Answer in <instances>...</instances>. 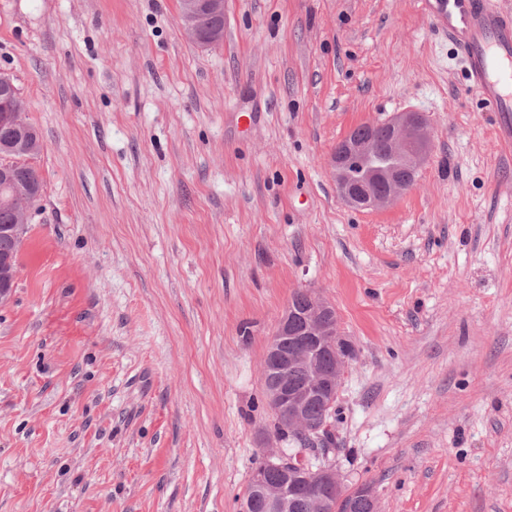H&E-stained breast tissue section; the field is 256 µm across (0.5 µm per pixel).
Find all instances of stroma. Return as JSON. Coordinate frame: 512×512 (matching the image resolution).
Returning <instances> with one entry per match:
<instances>
[{
    "mask_svg": "<svg viewBox=\"0 0 512 512\" xmlns=\"http://www.w3.org/2000/svg\"><path fill=\"white\" fill-rule=\"evenodd\" d=\"M1 72L45 195L0 306V512H237L279 445L266 344L306 290L353 347L345 486L512 512V145L420 0H224L208 47L178 0H0ZM397 112L428 160L347 206L333 151Z\"/></svg>",
    "mask_w": 512,
    "mask_h": 512,
    "instance_id": "1",
    "label": "stroma"
}]
</instances>
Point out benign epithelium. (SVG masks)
Instances as JSON below:
<instances>
[{"instance_id": "1", "label": "benign epithelium", "mask_w": 512, "mask_h": 512, "mask_svg": "<svg viewBox=\"0 0 512 512\" xmlns=\"http://www.w3.org/2000/svg\"><path fill=\"white\" fill-rule=\"evenodd\" d=\"M191 8L214 18L224 19V0H191ZM13 129L35 143H40L38 130L28 121L26 113H9ZM391 129V152L402 157L413 175L425 162L430 151L431 138L424 119L415 112H400L387 121ZM375 153V144L369 137L345 150H336L331 166L341 199L348 205L360 208H380L392 204L408 190L409 185L399 180L389 170L372 178L366 174L356 179L357 162ZM42 182L28 184L7 199L19 216L16 224L0 226V237L19 246L27 231L26 217L31 204L44 194ZM14 252L0 251V305L10 301L16 281ZM304 324L302 332L293 329L296 319ZM352 344L340 332L334 306L316 293L309 294L304 306L289 303L281 316L275 332L270 337L263 362V379L267 403L278 418L281 430L298 434L309 440L320 434L321 428L313 426L310 407L315 401L334 403L341 377L351 358ZM300 370L304 383L290 387L284 380L288 372ZM329 449L296 448L293 459L282 452L264 458L256 468L251 485L263 512H292L302 500H307L312 512H350L352 503L364 499L370 503V512H378L373 487L362 484L347 488L336 469L329 464L312 465L308 454L322 459ZM280 472L283 477L271 482L269 474ZM254 500V501H256ZM254 501L246 499L239 512H252Z\"/></svg>"}]
</instances>
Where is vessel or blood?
Here are the masks:
<instances>
[{"label":"vessel or blood","mask_w":512,"mask_h":512,"mask_svg":"<svg viewBox=\"0 0 512 512\" xmlns=\"http://www.w3.org/2000/svg\"><path fill=\"white\" fill-rule=\"evenodd\" d=\"M434 24L462 54L467 81L498 118L500 139L512 143V12L499 0H423Z\"/></svg>","instance_id":"vessel-or-blood-1"}]
</instances>
